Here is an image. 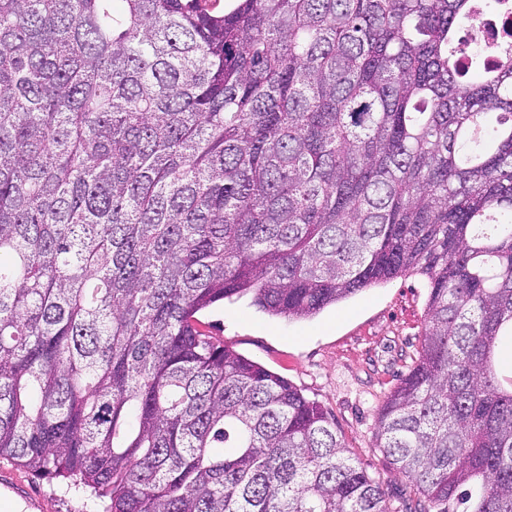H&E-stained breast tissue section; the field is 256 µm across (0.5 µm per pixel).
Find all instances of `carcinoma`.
<instances>
[{
  "label": "carcinoma",
  "instance_id": "cac0c4a2",
  "mask_svg": "<svg viewBox=\"0 0 512 512\" xmlns=\"http://www.w3.org/2000/svg\"><path fill=\"white\" fill-rule=\"evenodd\" d=\"M474 0H0V458L103 512H391L195 315L418 274L376 409L412 512H512V44ZM507 5L505 12L484 18L474 26V31L480 34L481 43L488 44L495 41L504 31V26L510 28L512 21L511 2H504Z\"/></svg>",
  "mask_w": 512,
  "mask_h": 512
}]
</instances>
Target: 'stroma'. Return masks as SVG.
Masks as SVG:
<instances>
[{"label": "stroma", "mask_w": 512, "mask_h": 512, "mask_svg": "<svg viewBox=\"0 0 512 512\" xmlns=\"http://www.w3.org/2000/svg\"><path fill=\"white\" fill-rule=\"evenodd\" d=\"M428 289L420 275L399 277L330 306L314 317L288 320L259 311L250 298L225 302L197 315L213 340L286 378L320 403L355 464L383 482L400 512L408 482L373 446L376 407L421 348ZM27 492L43 497L46 512H98L89 494L66 490L0 459Z\"/></svg>", "instance_id": "35a3bbf8"}]
</instances>
